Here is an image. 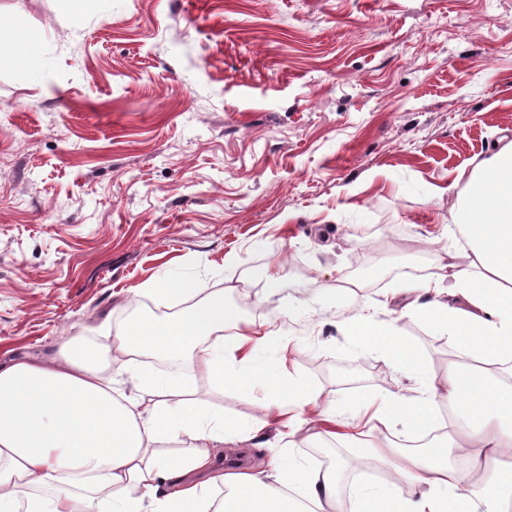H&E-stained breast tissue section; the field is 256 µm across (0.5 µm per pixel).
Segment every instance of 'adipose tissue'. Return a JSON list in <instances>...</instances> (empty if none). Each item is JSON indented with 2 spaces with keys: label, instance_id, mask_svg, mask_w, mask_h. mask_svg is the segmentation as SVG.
I'll list each match as a JSON object with an SVG mask.
<instances>
[{
  "label": "adipose tissue",
  "instance_id": "ef3b65f1",
  "mask_svg": "<svg viewBox=\"0 0 512 512\" xmlns=\"http://www.w3.org/2000/svg\"><path fill=\"white\" fill-rule=\"evenodd\" d=\"M451 224L463 246L440 250L433 284L466 302L405 283L406 312L459 350L443 375L394 324L360 315L344 330L411 382L345 416L357 461L387 465L400 454V483L353 481L339 469L271 458L256 471L226 470L215 449L234 454L261 430L198 397L195 372L247 405L276 413L289 447L303 440L305 407H338L328 393L287 372L278 331H257L217 297L189 289L194 304L169 317H134L103 345L61 337L49 358L0 362V512H512V140L481 161L455 193ZM233 329L225 338V329ZM180 362L186 376L155 372L150 357ZM447 403L463 432L436 434ZM187 440L178 456L166 442ZM467 449L469 468L451 464Z\"/></svg>",
  "mask_w": 512,
  "mask_h": 512
}]
</instances>
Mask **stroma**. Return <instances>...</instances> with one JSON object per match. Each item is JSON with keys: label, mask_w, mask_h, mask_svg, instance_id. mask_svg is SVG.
<instances>
[{"label": "stroma", "mask_w": 512, "mask_h": 512, "mask_svg": "<svg viewBox=\"0 0 512 512\" xmlns=\"http://www.w3.org/2000/svg\"><path fill=\"white\" fill-rule=\"evenodd\" d=\"M17 18L37 41L0 36L1 358L117 331L167 282L278 313L288 369L343 404L410 385L344 334L361 311L444 372L455 346L393 290L435 271L417 239L463 245L448 189L512 138V0H0ZM287 441L268 420L236 464ZM292 454L399 480L340 440Z\"/></svg>", "instance_id": "1"}]
</instances>
